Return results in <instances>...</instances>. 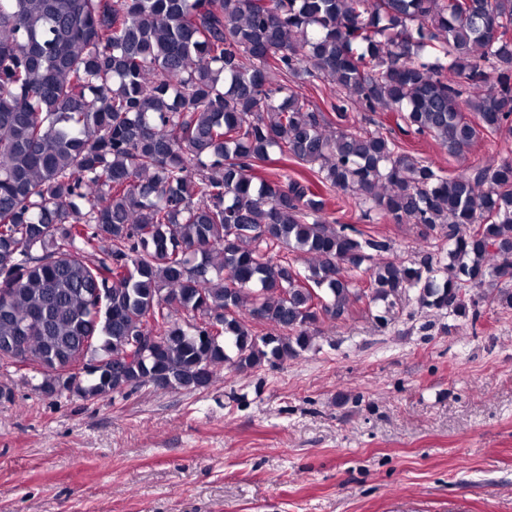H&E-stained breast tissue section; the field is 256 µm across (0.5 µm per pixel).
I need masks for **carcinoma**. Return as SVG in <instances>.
<instances>
[{
  "mask_svg": "<svg viewBox=\"0 0 512 512\" xmlns=\"http://www.w3.org/2000/svg\"><path fill=\"white\" fill-rule=\"evenodd\" d=\"M317 81L451 156L508 139L512 0H0V349L23 337L40 395L204 389L228 346L273 367L410 291L477 322L473 290L512 281V156L449 174L333 124L301 92ZM316 184L440 228L449 263L384 260Z\"/></svg>",
  "mask_w": 512,
  "mask_h": 512,
  "instance_id": "cac0c4a2",
  "label": "carcinoma"
}]
</instances>
